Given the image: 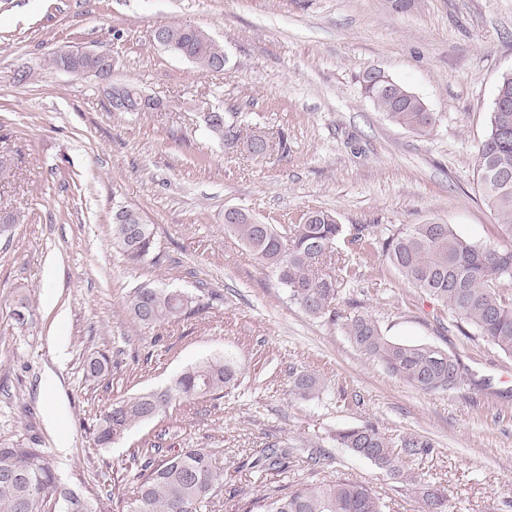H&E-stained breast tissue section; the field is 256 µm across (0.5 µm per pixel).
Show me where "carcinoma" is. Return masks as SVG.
<instances>
[{
  "instance_id": "1",
  "label": "carcinoma",
  "mask_w": 512,
  "mask_h": 512,
  "mask_svg": "<svg viewBox=\"0 0 512 512\" xmlns=\"http://www.w3.org/2000/svg\"><path fill=\"white\" fill-rule=\"evenodd\" d=\"M169 39L161 47L201 70L226 63L224 46L202 28L165 24ZM65 69L74 76L91 74L85 66L71 65L51 52L35 67L17 78L27 82L37 70ZM361 88L366 98L386 118L420 133L433 129L436 117L423 101L398 82L388 91L379 88L367 69ZM497 94L509 106L490 115L489 131L480 143L477 157L478 183L483 198L498 223L512 231V72L502 74ZM240 116L221 107L203 115L208 134L228 147H239L253 159L267 155L264 139L269 132L242 133ZM227 228L272 270L288 296L306 315L332 324L343 320L348 340L365 355L377 360L391 375L425 392L455 389L464 379L456 355L428 345H408L389 340L377 321L362 311L343 315L336 310L339 288L355 269L330 265L336 241L344 228L325 210L309 211L298 224H260L244 215ZM377 239L370 224H358L350 243L363 259L373 256ZM112 247L129 262L139 263L155 251L153 227L141 214L123 208L112 218ZM382 257L408 285L441 307L451 327H470L478 337L512 355V246L480 243L459 235L450 224H414L383 240ZM197 297L178 289L141 286L127 300L131 319L152 328L164 320L196 311ZM105 355L86 362V376L100 377L107 370ZM238 370L230 359L205 358L184 368L163 390L146 391L112 403L98 418L95 442L107 448L123 440L129 431L150 421L176 401L205 399L232 388ZM318 377L304 373L293 380V391L306 398L322 392ZM336 446L369 460L404 485H415L414 473L406 468L421 462L434 448L418 433L396 440L385 437L373 424H363L336 433ZM157 448H133L125 469L131 474L132 496L122 512H205L216 506L224 487V469L218 467L215 451L181 448L153 464ZM295 463L291 452L269 445L253 461L259 472L282 471ZM387 505L371 486L338 477L329 483L307 479L265 490L238 507L240 512H386ZM448 489L427 486L418 489V512H452ZM0 512H106L101 495L76 492L57 476L53 455L46 448L0 447Z\"/></svg>"
}]
</instances>
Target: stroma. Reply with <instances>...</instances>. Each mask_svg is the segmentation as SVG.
I'll list each match as a JSON object with an SVG mask.
<instances>
[{"mask_svg":"<svg viewBox=\"0 0 512 512\" xmlns=\"http://www.w3.org/2000/svg\"><path fill=\"white\" fill-rule=\"evenodd\" d=\"M162 23L200 27L227 62L200 71L151 37ZM65 46L108 50L115 80L163 101L159 112L112 111L98 79L45 74L19 84L21 63ZM419 96L430 133L390 123L361 93L369 68ZM512 71V0H0V208L24 221L0 235V447L46 448L59 476L84 492L111 490L108 512L131 491L129 449L163 454L214 448L225 506L307 471L258 472L271 444L324 449L319 476L372 486L389 512H415L412 487L337 447V431L370 422L386 437L432 439L417 467L448 487L455 512H512V357L482 339L441 334L440 312L381 258L344 282L350 303L391 340L456 354L467 374L453 392L425 393L358 351L340 325L308 317L275 274L224 226L239 207L269 224L334 211L348 234L378 237L413 224L454 225L481 243L512 244L478 186V146L503 72ZM249 126L282 132L286 149L260 160L206 132L210 106ZM139 210L155 231L156 259L130 264L112 246V215ZM201 297L190 318L137 326L135 288ZM27 297L34 321L16 326ZM110 358L90 380L86 360ZM232 356L236 388L173 404L166 415L98 447L99 414L113 402L165 388L186 366ZM314 373L325 391L302 398L293 377Z\"/></svg>","mask_w":512,"mask_h":512,"instance_id":"obj_1","label":"stroma"}]
</instances>
